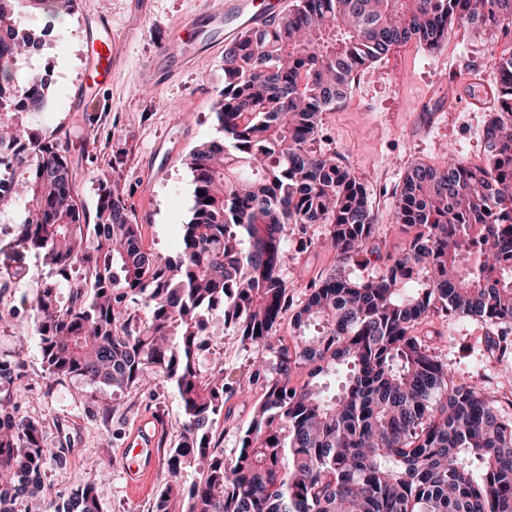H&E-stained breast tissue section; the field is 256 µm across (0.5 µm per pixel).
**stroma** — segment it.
I'll return each mask as SVG.
<instances>
[{"mask_svg": "<svg viewBox=\"0 0 512 512\" xmlns=\"http://www.w3.org/2000/svg\"><path fill=\"white\" fill-rule=\"evenodd\" d=\"M213 2L81 0L68 16L62 38L31 62L33 68L52 70L55 80L46 112L31 114L29 121L44 134L67 133L78 202L87 212H94L98 177L110 173L133 222L142 227L145 248L170 256L177 251L181 226L189 221L193 204L192 176L181 159L216 134L212 104L224 85V54H203L200 64L149 85L141 81L140 73L179 40L184 22ZM96 16L111 22L119 46L110 84L86 95L81 85L87 51L85 26ZM511 44L498 29L457 25L441 50L410 44L362 70L345 102L323 113L317 144L339 155L366 186L379 217L375 234L379 248L401 241L391 210L394 193L410 166L441 165L451 150L472 163L484 159L483 132L489 111L461 104L458 111L442 112L420 137L409 127L416 105L423 101L434 105L453 94L455 79L475 73L494 79L493 60ZM162 139L177 150L164 161L159 175L144 180V171L155 162L154 146ZM323 235L320 224L288 228L281 275L291 308L305 300L313 281L337 266L334 253L320 246ZM302 238L310 240L308 250H300ZM0 262L7 263L12 272L7 286L0 288V313L10 317L0 324V362L18 356L25 361L26 399L17 416L39 425L46 448L67 450L65 466L47 458L41 496L62 500L91 478L101 512H152L155 496L166 480L165 465H156L144 493L132 495L112 458L123 453L135 427L150 417L160 423L168 442L178 440L185 417L173 385L163 380L129 396L80 376L54 383L33 337L31 309L32 301L54 283L52 271L34 252L14 247L8 235L0 237ZM209 329L219 344L198 355L201 373L219 365L236 375L244 373L253 357L252 348L233 327L225 325L220 314L210 315ZM419 330L433 336L455 384L483 382L499 400L503 415L512 417V360L498 361L499 353L491 345L497 327L451 313L433 317ZM261 399L258 389L246 399H227L231 417L216 425L223 435L225 457L234 456L239 430L250 421Z\"/></svg>", "mask_w": 512, "mask_h": 512, "instance_id": "obj_1", "label": "stroma"}]
</instances>
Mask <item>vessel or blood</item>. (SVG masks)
<instances>
[{
  "instance_id": "vessel-or-blood-1",
  "label": "vessel or blood",
  "mask_w": 512,
  "mask_h": 512,
  "mask_svg": "<svg viewBox=\"0 0 512 512\" xmlns=\"http://www.w3.org/2000/svg\"><path fill=\"white\" fill-rule=\"evenodd\" d=\"M282 6L283 0H224L222 7L204 11L188 24V34L181 38L177 49L162 55L164 68L172 72L189 67L198 54L221 48L224 43L238 39L244 30L265 27ZM86 37L88 52L83 84L89 87L111 77L117 39L111 25L100 21L87 28ZM456 91L476 107L485 108L492 103V90L482 77H468L457 85ZM158 433V425L139 424L132 434L129 449L124 452L123 475L132 493H139L148 486L154 463L147 450Z\"/></svg>"
}]
</instances>
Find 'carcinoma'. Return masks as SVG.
Instances as JSON below:
<instances>
[{
    "mask_svg": "<svg viewBox=\"0 0 512 512\" xmlns=\"http://www.w3.org/2000/svg\"><path fill=\"white\" fill-rule=\"evenodd\" d=\"M62 0H0V144L34 155L0 209H21L15 244L77 277L36 297L35 334L49 375L81 376L112 392L172 382L186 422L159 449L168 478L155 512H512V419L482 387L457 386L418 325L459 313L512 340V45L493 61L486 158L453 154L409 168L392 218L406 234L381 255L365 185L315 146L322 114L347 98L358 71L397 48L439 50L455 23L512 36V0H298L267 26L224 47L218 136L185 157L193 205L176 256L147 250L124 197L100 184L94 217L76 201L62 140L30 129L50 83L19 76ZM204 195H199V192ZM323 224L340 264L385 258L359 282L335 271L295 311L288 347L273 341L288 290L280 271L288 225ZM150 308L147 321L129 312ZM219 312L253 348L247 373L196 358ZM306 379L291 384L293 375ZM260 385L264 397L229 459L213 425L224 396ZM0 432V512L41 488L48 449L32 421ZM196 478L188 483L184 473ZM67 512H101L95 487Z\"/></svg>",
    "mask_w": 512,
    "mask_h": 512,
    "instance_id": "cac0c4a2",
    "label": "carcinoma"
}]
</instances>
